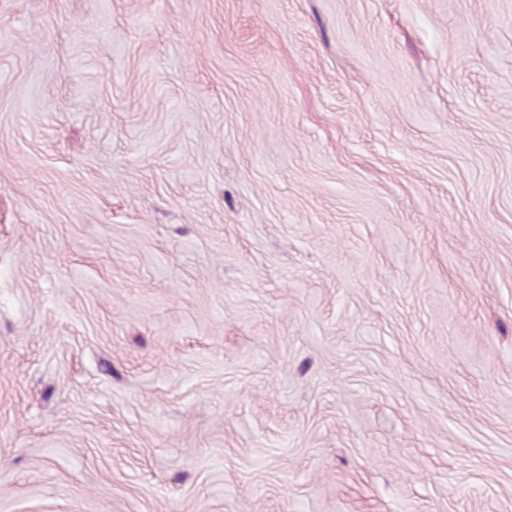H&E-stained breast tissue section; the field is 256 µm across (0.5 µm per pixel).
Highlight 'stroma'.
I'll use <instances>...</instances> for the list:
<instances>
[{"instance_id":"obj_1","label":"stroma","mask_w":512,"mask_h":512,"mask_svg":"<svg viewBox=\"0 0 512 512\" xmlns=\"http://www.w3.org/2000/svg\"><path fill=\"white\" fill-rule=\"evenodd\" d=\"M0 512H512V0H0Z\"/></svg>"}]
</instances>
